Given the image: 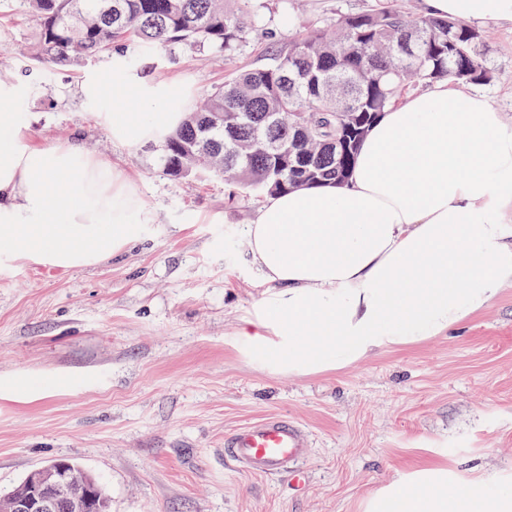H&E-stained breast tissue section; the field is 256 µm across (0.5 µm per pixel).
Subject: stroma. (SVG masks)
Instances as JSON below:
<instances>
[{"label":"stroma","mask_w":512,"mask_h":512,"mask_svg":"<svg viewBox=\"0 0 512 512\" xmlns=\"http://www.w3.org/2000/svg\"><path fill=\"white\" fill-rule=\"evenodd\" d=\"M377 2L263 0L261 35L229 60L182 47L27 76L16 55L34 37L24 0H0V80L20 87L24 145L78 142L120 166L153 215L124 251L89 266L0 246V497L63 458L102 482L111 512H366L425 461L512 483V288L446 335L337 371L272 372L237 338L259 298L244 228L261 196L220 177L163 175L158 145L115 141L102 104L79 93L118 71L193 105L300 28ZM480 32L494 77L478 91L511 117L512 25ZM270 414L310 433L304 490L224 463L225 432Z\"/></svg>","instance_id":"stroma-1"}]
</instances>
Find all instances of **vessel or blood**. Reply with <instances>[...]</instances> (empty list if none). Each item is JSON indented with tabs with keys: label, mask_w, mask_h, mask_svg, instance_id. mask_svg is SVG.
Wrapping results in <instances>:
<instances>
[{
	"label": "vessel or blood",
	"mask_w": 512,
	"mask_h": 512,
	"mask_svg": "<svg viewBox=\"0 0 512 512\" xmlns=\"http://www.w3.org/2000/svg\"><path fill=\"white\" fill-rule=\"evenodd\" d=\"M309 440L308 431L297 421L268 415L227 433L224 458L247 475H285L301 487L307 482L302 464L309 455Z\"/></svg>",
	"instance_id": "obj_1"
}]
</instances>
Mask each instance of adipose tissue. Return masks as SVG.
<instances>
[{"label":"adipose tissue","instance_id":"obj_1","mask_svg":"<svg viewBox=\"0 0 512 512\" xmlns=\"http://www.w3.org/2000/svg\"><path fill=\"white\" fill-rule=\"evenodd\" d=\"M429 13L512 25V0H426ZM85 93L111 99L112 136L137 146L181 123L168 88L123 74ZM0 113V241L54 264L121 252L152 218L123 171L72 141L20 147ZM512 120L485 96L436 81L365 137L348 181L269 196L245 227L262 288L238 333L274 371L304 376L447 333L512 285ZM111 235H104V226ZM369 512H512V488L418 469Z\"/></svg>","mask_w":512,"mask_h":512}]
</instances>
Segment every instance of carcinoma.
Returning <instances> with one entry per match:
<instances>
[{
  "label": "carcinoma",
  "mask_w": 512,
  "mask_h": 512,
  "mask_svg": "<svg viewBox=\"0 0 512 512\" xmlns=\"http://www.w3.org/2000/svg\"><path fill=\"white\" fill-rule=\"evenodd\" d=\"M26 0L35 23L18 49L25 70L81 66L120 44L129 61L162 47L236 53L253 33L255 0ZM422 37L412 55L396 50ZM478 30L414 15L402 0L342 14L332 26L289 39L260 67L233 74L198 102L164 139L159 164L175 178L217 174L243 192L267 196L344 181L370 127L412 88L448 80L487 84Z\"/></svg>",
  "instance_id": "carcinoma-1"
}]
</instances>
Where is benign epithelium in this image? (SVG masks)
Listing matches in <instances>:
<instances>
[{
	"mask_svg": "<svg viewBox=\"0 0 512 512\" xmlns=\"http://www.w3.org/2000/svg\"><path fill=\"white\" fill-rule=\"evenodd\" d=\"M67 482L69 477L62 461L32 470L25 485L8 499L9 512H95L103 496L94 483L83 486L81 493L72 496L46 492Z\"/></svg>",
	"mask_w": 512,
	"mask_h": 512,
	"instance_id": "7a95c632",
	"label": "benign epithelium"
}]
</instances>
